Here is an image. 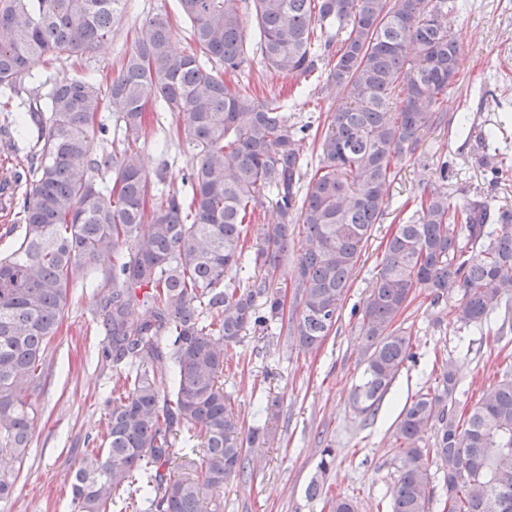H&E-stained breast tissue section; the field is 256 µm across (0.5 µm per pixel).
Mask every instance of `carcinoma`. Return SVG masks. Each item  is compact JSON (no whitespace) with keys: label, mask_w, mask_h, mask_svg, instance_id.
Listing matches in <instances>:
<instances>
[{"label":"carcinoma","mask_w":512,"mask_h":512,"mask_svg":"<svg viewBox=\"0 0 512 512\" xmlns=\"http://www.w3.org/2000/svg\"><path fill=\"white\" fill-rule=\"evenodd\" d=\"M124 0H0V92L27 95L40 130L16 207L24 231L0 255V502L15 492L70 285L100 275L112 399L101 448L71 475L73 512H131L133 495L154 512H215V495L245 474L246 447L275 440L280 404L245 429L229 410L224 358L247 331L283 321L272 286L288 256L290 225L305 227L293 270L299 313L291 335L307 350L330 335L352 277L388 205L389 189L423 132L440 119L428 106L448 94L460 47L442 25L447 0H253L264 64L289 77L319 71L338 46L326 84L345 103L325 113L315 172L276 100L259 99L234 76L247 62L239 0H178L191 51L171 50L174 26L158 11L140 23L117 74L33 84L49 57L81 56L112 36ZM171 113L195 151L187 191L152 193L168 163L147 173L140 159L149 104ZM115 114L113 139L101 113ZM278 221L247 245L260 193ZM360 310L367 355L352 401L375 410L405 361L410 335L396 325L417 289L440 299L454 283L456 322L483 330L494 304L512 299V210L487 200L457 203L433 190L413 198ZM261 276L243 282L240 272ZM167 363L171 372L154 367ZM457 376L445 365L432 393H418L396 419L400 467L392 512H427L431 464L442 470L448 512H512V371L457 420ZM197 440L178 471L176 441ZM435 430L433 447L420 445Z\"/></svg>","instance_id":"1"}]
</instances>
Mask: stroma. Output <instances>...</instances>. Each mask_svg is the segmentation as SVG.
Returning a JSON list of instances; mask_svg holds the SVG:
<instances>
[{"label":"stroma","instance_id":"obj_1","mask_svg":"<svg viewBox=\"0 0 512 512\" xmlns=\"http://www.w3.org/2000/svg\"><path fill=\"white\" fill-rule=\"evenodd\" d=\"M450 2L443 23L458 41L461 57L456 82L439 106L446 119L424 132L417 153L390 187V205L354 271L335 329L313 350L301 348L276 324L267 337L252 330L224 362V390L246 426L263 423L267 401L280 400L282 412L274 443L248 449V474L225 485L218 512H330L328 500L336 495L352 500L356 512H392L391 490L400 466L394 427L406 400L433 390L447 363L459 379V409L468 411L512 360V301L498 303L489 327L480 331L452 320L449 311L460 297L456 285L437 301L420 290L397 320L411 337L412 360L405 362L376 414L358 413L351 403L364 368L355 313L374 285L388 237L412 213L407 198L439 188L458 199L490 194L496 205L512 209V0ZM160 10L172 17L174 49L188 51L189 26L177 0H127L111 42L79 59L38 65V76L91 74L104 81L131 50L141 20ZM238 78L258 97L285 101L288 122L297 127L340 101L339 94L327 90L308 94L304 79L268 69L256 51ZM487 130L491 138L480 142ZM487 146L505 151L508 171L501 178L476 162ZM193 156L185 136L176 132L174 117L161 113L141 151L146 171L168 160L166 187L176 190ZM100 298L99 289L88 284L73 290L47 353L46 385L32 398L37 418L17 491L0 503V512H71L68 472L87 442L99 439L112 407V371L97 357L104 343L97 327ZM327 446L335 448L336 462L322 476L317 465ZM315 477L328 493L311 499L306 488Z\"/></svg>","mask_w":512,"mask_h":512}]
</instances>
